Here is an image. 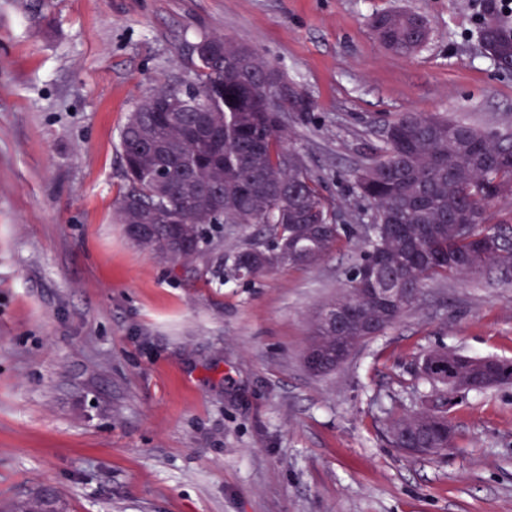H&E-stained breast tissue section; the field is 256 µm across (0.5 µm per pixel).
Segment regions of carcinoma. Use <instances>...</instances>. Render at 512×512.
Wrapping results in <instances>:
<instances>
[{"mask_svg": "<svg viewBox=\"0 0 512 512\" xmlns=\"http://www.w3.org/2000/svg\"><path fill=\"white\" fill-rule=\"evenodd\" d=\"M408 12L382 13L385 36L397 54L406 46ZM480 46L499 68L512 65V32L493 18L479 28ZM196 82L182 89L163 87L142 99L121 131V160L127 190L117 210L129 237L176 267L202 253L218 252L223 280L252 279L288 264L318 263L336 244L361 234L359 254L346 271L348 290L317 319L310 347L334 352L343 340L352 348L381 336L418 300L409 293L386 309L363 290L355 267L378 251L385 260L383 285L422 289L425 281L463 273L479 274L492 265L512 281V218L489 224L488 206L512 196V134L483 131L461 120L407 114L386 120L396 132L383 136L379 158L355 177L354 193L367 203L363 224L336 223V206L321 192L320 180L301 163L284 164L286 144L281 115L260 108L262 81L289 86L278 70L244 45L222 36L193 46ZM254 224L258 232L244 246L219 254L224 225ZM481 238L494 240L489 249ZM351 309L359 321L342 334L327 315ZM493 369L501 386L512 385V362L491 363L448 352V376L466 382ZM397 428L417 432L426 447L454 445L448 404L434 412L394 421L389 439L405 440ZM56 499L40 495L13 512H58Z\"/></svg>", "mask_w": 512, "mask_h": 512, "instance_id": "1", "label": "carcinoma"}]
</instances>
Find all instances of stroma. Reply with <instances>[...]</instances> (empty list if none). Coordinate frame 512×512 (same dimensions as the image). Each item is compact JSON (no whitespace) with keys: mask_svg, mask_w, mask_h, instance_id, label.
<instances>
[{"mask_svg":"<svg viewBox=\"0 0 512 512\" xmlns=\"http://www.w3.org/2000/svg\"><path fill=\"white\" fill-rule=\"evenodd\" d=\"M483 0H0V506L66 512H512V386L452 395L444 457L392 447L426 409L436 347L512 361L495 269L428 281L385 335L326 375L303 356L356 244L225 284L169 269L115 219L120 131L196 77L192 48L254 49L312 102L288 144L345 224L381 122L440 114L512 131V72L482 52ZM427 20L384 49L373 14Z\"/></svg>","mask_w":512,"mask_h":512,"instance_id":"stroma-1","label":"stroma"}]
</instances>
